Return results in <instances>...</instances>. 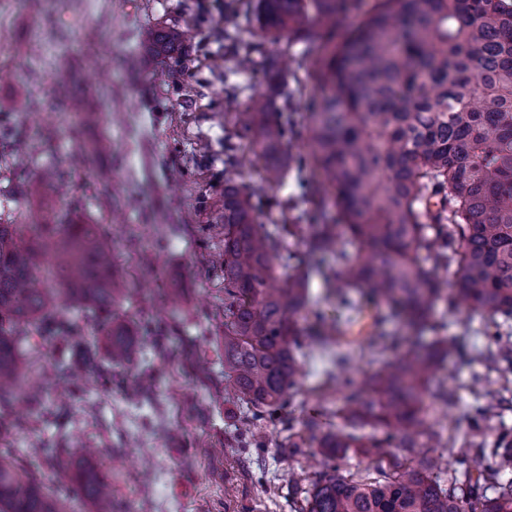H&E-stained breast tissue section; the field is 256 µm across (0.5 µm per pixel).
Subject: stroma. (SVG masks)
<instances>
[{
  "label": "stroma",
  "instance_id": "1",
  "mask_svg": "<svg viewBox=\"0 0 512 512\" xmlns=\"http://www.w3.org/2000/svg\"><path fill=\"white\" fill-rule=\"evenodd\" d=\"M165 24L190 25L196 38L158 58L148 36ZM228 31L257 44L261 55H286L295 109L305 111L318 93L307 74L308 42L289 48L259 37L250 12L230 0H0V73L11 75L0 80V130L12 135L0 158V216L32 224L45 209L79 208L84 221L100 225L138 291L127 306L137 336L126 364L107 363L77 379L59 372V347L42 346L33 374L51 376L56 412L35 422L19 404L0 406V423L13 427V455L78 512H88V503L52 480L41 449H66L76 462L86 447L96 448L119 512H294L289 473L309 479L320 468L317 447L289 456L281 423L268 426L264 447H241V406L224 393V269L213 261L224 249V227L210 220L224 195V138L233 132L224 122V86H237L239 110L267 90L258 68L240 70L236 52L225 50ZM63 69L88 118L78 136L62 134L45 157L38 129L71 120L55 91ZM102 140L108 150L96 151ZM20 146L35 155L34 166L15 164ZM51 169L63 172L68 196L31 195ZM173 292L181 296L174 314L167 306ZM434 320L442 335L483 343L481 315L440 304ZM376 331L407 333L391 316L379 326L366 315L341 328L356 379L378 367L358 353ZM307 352L280 416L299 424L315 414L323 427L336 426L342 394L326 381L329 356L315 346ZM480 370L451 358L437 373L458 396L456 406L435 412L452 437L439 450L440 479L469 447L471 380Z\"/></svg>",
  "mask_w": 512,
  "mask_h": 512
}]
</instances>
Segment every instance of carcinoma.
I'll return each instance as SVG.
<instances>
[{"instance_id":"obj_1","label":"carcinoma","mask_w":512,"mask_h":512,"mask_svg":"<svg viewBox=\"0 0 512 512\" xmlns=\"http://www.w3.org/2000/svg\"><path fill=\"white\" fill-rule=\"evenodd\" d=\"M361 0H255L252 19L264 38L291 43L316 37L310 77L319 91L307 113L309 159L293 150L297 120L289 111L280 57L261 67L278 83L282 106L257 96L243 112H226L239 139L261 161V181L280 186L310 163L318 178L309 202L321 223L310 225L307 255L284 253L285 235L302 230L307 213L261 224L252 195L233 171L235 145L224 141V388L241 403L251 426L247 443L264 447L254 429L278 418L298 387L302 326L312 273H322L338 307L361 312L387 306L411 336L372 334L367 347L384 354L363 383L344 386V423L327 430L314 417L300 430L288 425V454L316 444L324 458L298 512H512V429L495 423L512 407V0H376L362 20L336 35L339 15ZM195 37L193 29L153 30L150 53L167 57ZM25 224L0 223V402L18 397L41 419L52 401L21 374L37 340L61 343L74 366L92 371L99 351L114 366L130 356L134 333L122 302L132 293L115 270L99 231L71 212H55L26 234ZM353 251H348V248ZM335 255L332 273L321 272ZM288 284L275 285L277 262ZM453 271L455 287L440 271ZM66 302L89 311L98 325L64 315ZM479 313L485 321L476 358L497 373L499 387L475 390L470 448L441 484V458L418 451L425 434L441 445L429 408L455 405L440 365L462 354L465 337L432 341L422 333L436 305ZM366 424L381 431L358 433ZM495 440L487 443L489 434ZM357 448L372 458L376 476L341 471ZM401 448L403 455L391 452ZM58 483L74 481L92 512H114L112 489L86 462L73 472L64 448H49ZM0 512H65L13 455L0 450Z\"/></svg>"}]
</instances>
